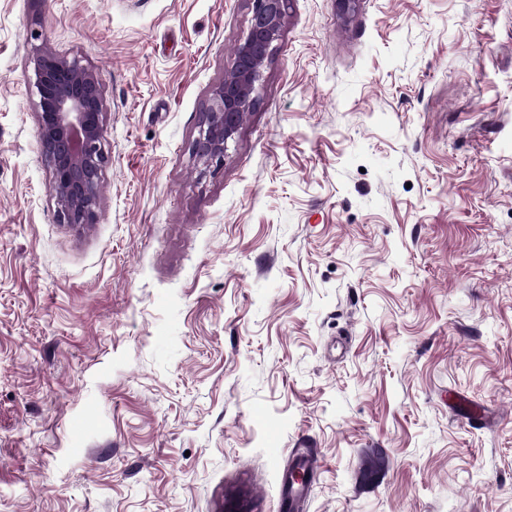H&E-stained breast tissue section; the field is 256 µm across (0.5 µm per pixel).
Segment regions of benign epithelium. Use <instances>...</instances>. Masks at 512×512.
Instances as JSON below:
<instances>
[{"label": "benign epithelium", "instance_id": "benign-epithelium-1", "mask_svg": "<svg viewBox=\"0 0 512 512\" xmlns=\"http://www.w3.org/2000/svg\"><path fill=\"white\" fill-rule=\"evenodd\" d=\"M249 29L232 68L210 94L192 155L207 169L224 165L228 143L260 100L264 70L286 23L289 0H249ZM34 94L44 161L60 224L96 223L99 190L110 161L103 84L77 57L45 44L32 47Z\"/></svg>", "mask_w": 512, "mask_h": 512}]
</instances>
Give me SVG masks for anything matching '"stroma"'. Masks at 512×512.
<instances>
[{"label":"stroma","mask_w":512,"mask_h":512,"mask_svg":"<svg viewBox=\"0 0 512 512\" xmlns=\"http://www.w3.org/2000/svg\"><path fill=\"white\" fill-rule=\"evenodd\" d=\"M248 0H0V512H512V0H291L219 172ZM102 81L58 223L29 52ZM318 460L316 453H301L294 456L288 472L284 473L281 479V491L285 495L283 505H288V509H293L297 502L309 493L311 479L318 468ZM294 473H298L299 477L295 478Z\"/></svg>","instance_id":"1"}]
</instances>
